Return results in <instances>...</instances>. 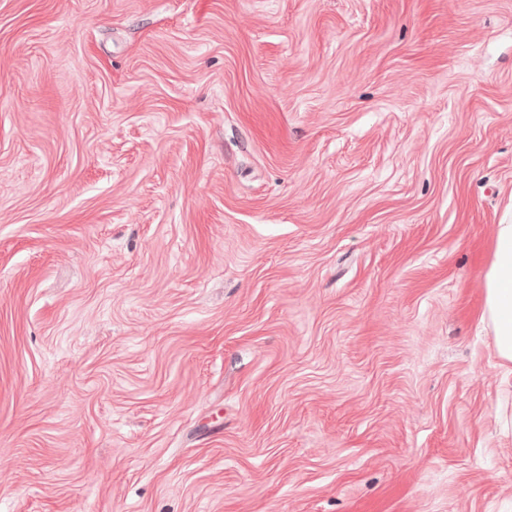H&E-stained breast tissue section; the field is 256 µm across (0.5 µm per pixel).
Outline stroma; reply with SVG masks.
I'll use <instances>...</instances> for the list:
<instances>
[{"mask_svg":"<svg viewBox=\"0 0 512 512\" xmlns=\"http://www.w3.org/2000/svg\"><path fill=\"white\" fill-rule=\"evenodd\" d=\"M509 222L512 0H0V512H512ZM484 288L482 321L491 331L497 358L511 366L512 374V222L497 225Z\"/></svg>","mask_w":512,"mask_h":512,"instance_id":"35a3bbf8","label":"stroma"}]
</instances>
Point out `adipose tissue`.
Instances as JSON below:
<instances>
[{
    "label": "adipose tissue",
    "instance_id": "obj_1",
    "mask_svg": "<svg viewBox=\"0 0 512 512\" xmlns=\"http://www.w3.org/2000/svg\"><path fill=\"white\" fill-rule=\"evenodd\" d=\"M484 288L482 320L491 331L497 358L512 367V222L497 227Z\"/></svg>",
    "mask_w": 512,
    "mask_h": 512
}]
</instances>
